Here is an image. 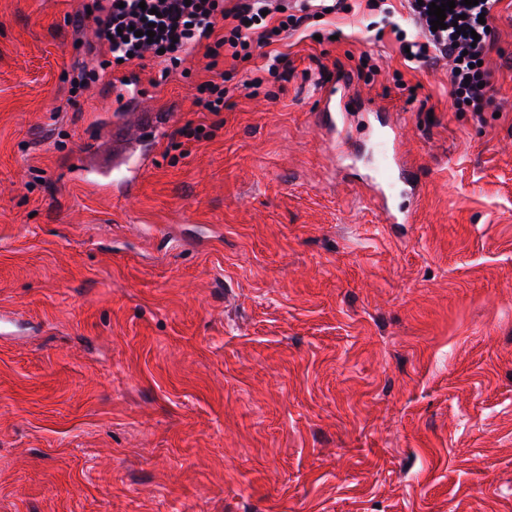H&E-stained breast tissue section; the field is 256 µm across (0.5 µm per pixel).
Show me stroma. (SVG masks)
I'll return each instance as SVG.
<instances>
[{"label": "stroma", "instance_id": "35a3bbf8", "mask_svg": "<svg viewBox=\"0 0 512 512\" xmlns=\"http://www.w3.org/2000/svg\"><path fill=\"white\" fill-rule=\"evenodd\" d=\"M348 3L218 114L204 47L132 67L174 118L119 200L103 162L140 115L111 70L71 89L95 24L0 0V512H512V0L479 117L404 60L405 0ZM388 121L407 224L370 187ZM267 62L260 68L249 71L245 77L236 84V88H243L250 96H258L263 88L271 82H282L288 80V57L281 53L272 54L263 52Z\"/></svg>", "mask_w": 512, "mask_h": 512}]
</instances>
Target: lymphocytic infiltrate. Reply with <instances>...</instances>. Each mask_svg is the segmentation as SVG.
Wrapping results in <instances>:
<instances>
[{
	"instance_id": "lymphocytic-infiltrate-1",
	"label": "lymphocytic infiltrate",
	"mask_w": 512,
	"mask_h": 512,
	"mask_svg": "<svg viewBox=\"0 0 512 512\" xmlns=\"http://www.w3.org/2000/svg\"><path fill=\"white\" fill-rule=\"evenodd\" d=\"M419 37L407 40L412 60L430 66L448 62V84L456 104L473 112L485 111L491 102V83L482 67L495 42L492 25L500 0H478L477 5L456 4L447 13V28L432 29L428 14L431 0H407ZM346 0H83L72 18L74 26L93 21L99 47L108 57L103 68L116 70L153 59L169 77L184 57L198 45H206L211 77L196 86L195 102L202 112L223 111L229 94L225 58L249 60L256 51L268 49L288 32L308 27L310 19L327 12L346 10ZM154 38H147L149 25ZM223 26L213 36L214 26Z\"/></svg>"
}]
</instances>
